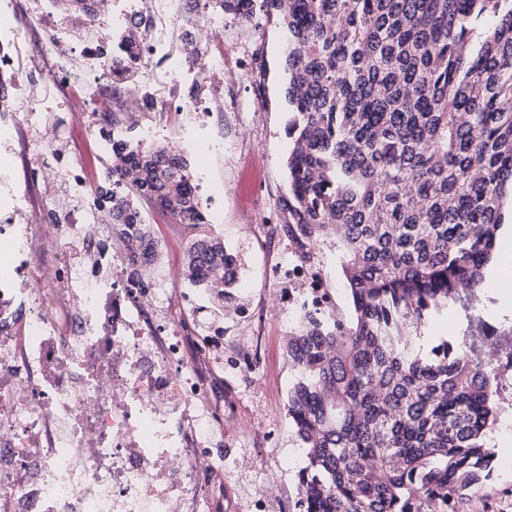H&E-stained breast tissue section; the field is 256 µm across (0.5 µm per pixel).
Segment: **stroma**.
I'll return each mask as SVG.
<instances>
[{
    "instance_id": "obj_1",
    "label": "stroma",
    "mask_w": 512,
    "mask_h": 512,
    "mask_svg": "<svg viewBox=\"0 0 512 512\" xmlns=\"http://www.w3.org/2000/svg\"><path fill=\"white\" fill-rule=\"evenodd\" d=\"M224 70L236 74L237 82L224 92L223 116L212 117L210 132L222 141L224 153L204 160L190 158V166L204 165L214 186L223 188L219 204L224 223L217 235L240 260L239 277L247 283L243 295L254 319L264 324L260 350L244 345L234 353V360L248 361L255 368L261 385L251 379H230L224 387V404L232 406L241 398L257 404H270L286 410L288 389L297 371L288 357L282 336L286 316L268 312L264 303L272 292L264 270L268 262L283 250L282 237L257 240L246 229L247 215L265 208H277L288 190L286 161L290 144L285 134L288 105L285 87L287 33L275 15L265 6H257L251 19L242 20L225 14ZM252 32L250 42H241L238 30ZM151 230L166 248L164 263L183 264L187 243L195 231L183 224H174L160 214H152ZM512 296V277L485 283L470 296L468 310L451 307L427 318L420 327L419 343L431 348L444 339L463 335L481 336L487 329L500 332L512 329V304L500 307L499 298ZM290 419H283L274 437L256 440L252 446L233 449L225 455V464L238 475L251 469L273 465L276 458L296 449ZM496 460L491 476L473 489L460 512H512V437L495 444Z\"/></svg>"
}]
</instances>
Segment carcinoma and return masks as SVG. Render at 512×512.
I'll return each instance as SVG.
<instances>
[{
	"label": "carcinoma",
	"mask_w": 512,
	"mask_h": 512,
	"mask_svg": "<svg viewBox=\"0 0 512 512\" xmlns=\"http://www.w3.org/2000/svg\"><path fill=\"white\" fill-rule=\"evenodd\" d=\"M288 34L286 214L280 230L311 262L334 249L351 313L305 314L288 358L298 377L288 418L304 466L298 512H458L491 475L489 433L500 381L467 336L428 351L418 328L483 285L512 182V0H263ZM255 0H224L243 19ZM112 158L137 179L102 190L112 230L135 249L160 245L144 199L200 229L187 280L224 267L208 298H234L236 257L203 230L189 162Z\"/></svg>",
	"instance_id": "obj_1"
}]
</instances>
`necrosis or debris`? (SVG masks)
I'll list each match as a JSON object with an SVG mask.
<instances>
[{"label":"necrosis or debris","instance_id":"obj_1","mask_svg":"<svg viewBox=\"0 0 512 512\" xmlns=\"http://www.w3.org/2000/svg\"><path fill=\"white\" fill-rule=\"evenodd\" d=\"M223 44L224 0H0V512H269L280 495L218 465L214 354L259 329L238 304L186 329L200 296L113 234L70 132L82 120L101 157L118 139L223 154ZM153 112L184 120L168 134ZM300 252L267 269L292 324L332 311Z\"/></svg>","mask_w":512,"mask_h":512}]
</instances>
